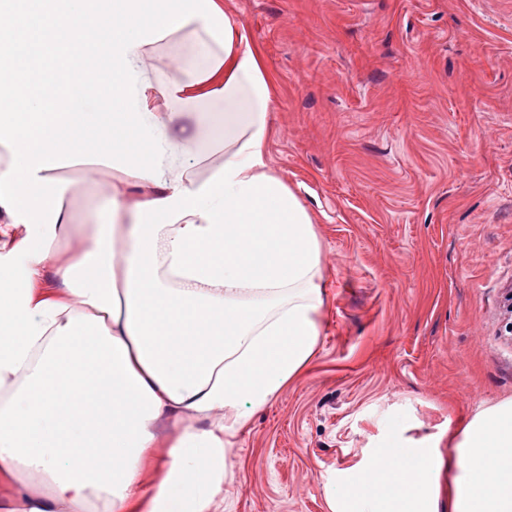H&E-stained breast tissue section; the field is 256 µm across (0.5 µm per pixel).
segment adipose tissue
I'll return each mask as SVG.
<instances>
[{"label": "adipose tissue", "mask_w": 512, "mask_h": 512, "mask_svg": "<svg viewBox=\"0 0 512 512\" xmlns=\"http://www.w3.org/2000/svg\"><path fill=\"white\" fill-rule=\"evenodd\" d=\"M204 18L128 49L165 148L164 185L118 173L76 249L63 205L31 301L63 304L18 372L0 369V512H219L251 413L314 359L322 251L296 191L266 164L276 79L241 26ZM172 63L152 79L148 58ZM223 99L220 113L200 109ZM224 131L198 176L197 129ZM161 478L147 484L146 472ZM333 512H512V399L421 438L394 431L336 488Z\"/></svg>", "instance_id": "adipose-tissue-1"}]
</instances>
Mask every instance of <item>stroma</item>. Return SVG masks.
I'll return each mask as SVG.
<instances>
[{
	"label": "stroma",
	"instance_id": "stroma-1",
	"mask_svg": "<svg viewBox=\"0 0 512 512\" xmlns=\"http://www.w3.org/2000/svg\"><path fill=\"white\" fill-rule=\"evenodd\" d=\"M277 82L311 213L310 367L231 448L224 512H330L380 436L512 399V0H224Z\"/></svg>",
	"mask_w": 512,
	"mask_h": 512
}]
</instances>
